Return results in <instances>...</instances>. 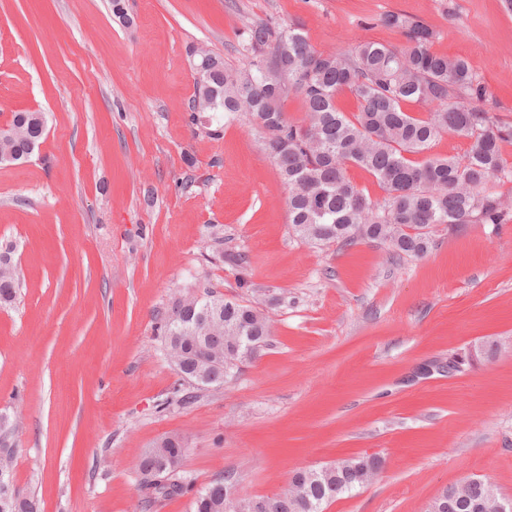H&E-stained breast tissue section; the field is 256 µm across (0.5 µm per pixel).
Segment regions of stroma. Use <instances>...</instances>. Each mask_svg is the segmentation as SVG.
<instances>
[{"label":"stroma","instance_id":"stroma-1","mask_svg":"<svg viewBox=\"0 0 512 512\" xmlns=\"http://www.w3.org/2000/svg\"><path fill=\"white\" fill-rule=\"evenodd\" d=\"M0 0V129L44 113L29 163L0 165V244L21 270L0 308V415L13 479L41 512H146L139 456L181 436L194 488L233 474L246 495L293 470L380 457L374 482L325 512H427L470 477L512 498V220L439 227L420 258L382 243L319 246L288 222L287 191L245 116L191 122L188 51L242 70L250 19L301 25L313 47H399V12L467 59L512 123L504 0ZM241 256V265L229 255ZM273 300L269 346L226 384L169 363L174 300ZM461 367L449 371V358Z\"/></svg>","mask_w":512,"mask_h":512}]
</instances>
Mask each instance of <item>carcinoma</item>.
Listing matches in <instances>:
<instances>
[{
    "mask_svg": "<svg viewBox=\"0 0 512 512\" xmlns=\"http://www.w3.org/2000/svg\"><path fill=\"white\" fill-rule=\"evenodd\" d=\"M383 25L405 39L397 48L363 40L347 53L315 50L294 24L248 21L241 47L248 68L238 71L224 58L210 54L193 61L196 103L212 113L246 114L263 134V144L288 189V218L293 233L319 245L386 244L396 255L424 256L436 227L453 232L466 224H503L512 218L497 184L512 182V166L501 143L512 129L500 125L484 106L488 90L483 78L462 57L433 50V31L406 15L390 12ZM344 93L353 95L356 110L337 104ZM298 98L306 113L298 123L283 112L284 103ZM431 106L419 119L404 110L407 102ZM12 132L0 138V153L23 157L32 142H40L45 118L40 112H16ZM469 141L461 156L435 157L422 162L410 156L427 151L443 133ZM361 168L377 181L384 195L373 199L347 176ZM21 288L16 266L0 267V307L12 306ZM223 315L211 330L222 337L217 350L244 333L249 344L263 350L272 336V316L251 300L226 299ZM176 301L165 320V344L187 348L181 380L194 384L197 353L184 339ZM182 441L166 448H148L139 467L163 471L166 483L143 499L152 508L191 490L184 472ZM373 482L368 459L348 461L346 471L324 465L292 472L294 487L268 495L275 512H323L328 502ZM191 512H224V479L196 490Z\"/></svg>",
    "mask_w": 512,
    "mask_h": 512,
    "instance_id": "carcinoma-1",
    "label": "carcinoma"
}]
</instances>
